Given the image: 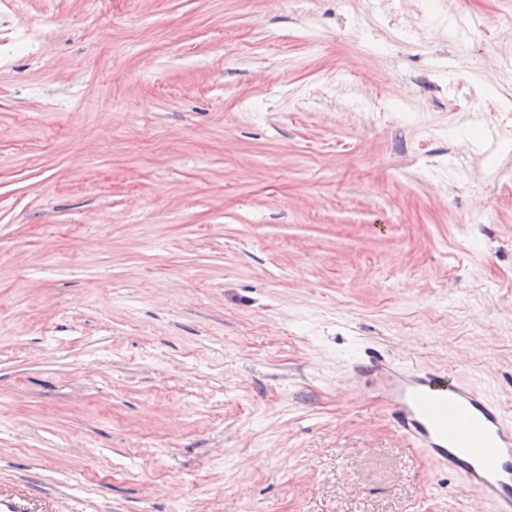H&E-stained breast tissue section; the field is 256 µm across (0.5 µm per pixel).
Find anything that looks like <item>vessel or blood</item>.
<instances>
[{
  "label": "vessel or blood",
  "instance_id": "obj_1",
  "mask_svg": "<svg viewBox=\"0 0 512 512\" xmlns=\"http://www.w3.org/2000/svg\"><path fill=\"white\" fill-rule=\"evenodd\" d=\"M353 372L381 381L392 426L419 453L476 489L492 512H512V418L489 391L447 370L410 365L377 351L368 352ZM452 411L462 418L457 435L447 424Z\"/></svg>",
  "mask_w": 512,
  "mask_h": 512
}]
</instances>
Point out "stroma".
<instances>
[{"mask_svg":"<svg viewBox=\"0 0 512 512\" xmlns=\"http://www.w3.org/2000/svg\"><path fill=\"white\" fill-rule=\"evenodd\" d=\"M505 0H0V497L490 512L365 350L512 416Z\"/></svg>","mask_w":512,"mask_h":512,"instance_id":"stroma-1","label":"stroma"}]
</instances>
